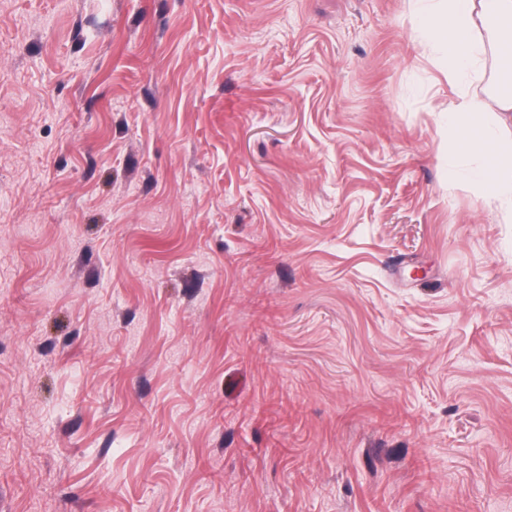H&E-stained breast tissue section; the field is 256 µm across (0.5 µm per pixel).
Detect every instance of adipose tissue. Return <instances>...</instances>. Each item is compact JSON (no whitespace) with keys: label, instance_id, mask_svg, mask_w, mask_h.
<instances>
[{"label":"adipose tissue","instance_id":"ef3b65f1","mask_svg":"<svg viewBox=\"0 0 512 512\" xmlns=\"http://www.w3.org/2000/svg\"><path fill=\"white\" fill-rule=\"evenodd\" d=\"M415 8L445 76L457 88L448 109L449 131L463 139L462 154L496 158L491 165L449 166L448 177L491 190L512 215V147L493 135L499 113L512 112V93L494 94L489 105L466 86L468 77L481 74L486 54L512 66V0H415Z\"/></svg>","mask_w":512,"mask_h":512}]
</instances>
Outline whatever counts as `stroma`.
Masks as SVG:
<instances>
[{
	"label": "stroma",
	"mask_w": 512,
	"mask_h": 512,
	"mask_svg": "<svg viewBox=\"0 0 512 512\" xmlns=\"http://www.w3.org/2000/svg\"><path fill=\"white\" fill-rule=\"evenodd\" d=\"M411 0H0V512H512V221Z\"/></svg>",
	"instance_id": "1"
}]
</instances>
